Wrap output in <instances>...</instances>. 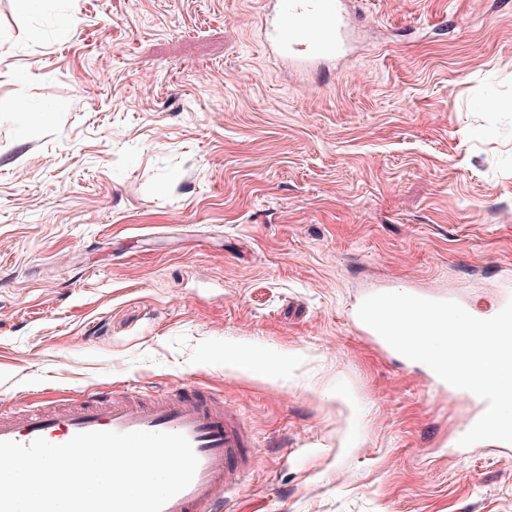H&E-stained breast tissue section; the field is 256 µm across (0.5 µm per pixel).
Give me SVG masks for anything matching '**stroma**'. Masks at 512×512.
<instances>
[{
  "label": "stroma",
  "instance_id": "35a3bbf8",
  "mask_svg": "<svg viewBox=\"0 0 512 512\" xmlns=\"http://www.w3.org/2000/svg\"><path fill=\"white\" fill-rule=\"evenodd\" d=\"M263 0H0V409L193 384L231 512H512V450L349 313L512 270V0H352L289 71ZM497 103L487 110L486 100ZM359 307V306H358ZM358 307L350 312L349 320L353 325L355 331L359 336H362L372 345L381 350L384 355L390 359L399 362H407L409 359L405 358L396 352L376 331L364 324L357 315Z\"/></svg>",
  "mask_w": 512,
  "mask_h": 512
}]
</instances>
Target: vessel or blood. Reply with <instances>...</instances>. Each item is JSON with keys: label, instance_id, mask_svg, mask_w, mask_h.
<instances>
[{"label": "vessel or blood", "instance_id": "obj_1", "mask_svg": "<svg viewBox=\"0 0 512 512\" xmlns=\"http://www.w3.org/2000/svg\"><path fill=\"white\" fill-rule=\"evenodd\" d=\"M348 4L349 0H276L265 16L263 44L301 72L335 60L348 50ZM349 320L359 336L386 357L398 359V352L357 314H350ZM427 377L435 390H451L435 372ZM454 393L474 406L475 416H482L484 400L463 389ZM97 431L179 433L190 441L198 458L194 479L165 504L163 512H226V494L237 486L253 444L252 432L232 407L199 387L155 398L124 388L58 408L0 412V441L27 445L41 437L61 445L77 434Z\"/></svg>", "mask_w": 512, "mask_h": 512}]
</instances>
